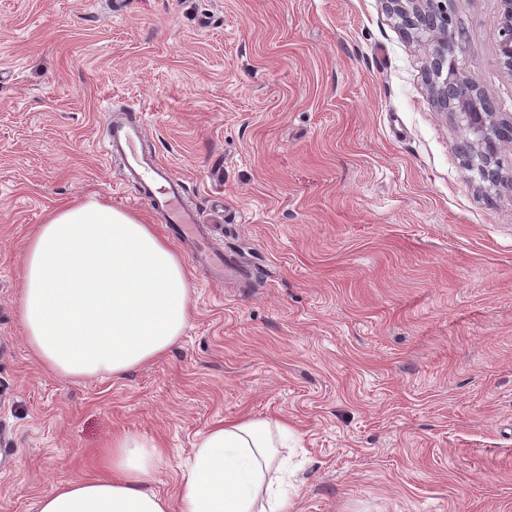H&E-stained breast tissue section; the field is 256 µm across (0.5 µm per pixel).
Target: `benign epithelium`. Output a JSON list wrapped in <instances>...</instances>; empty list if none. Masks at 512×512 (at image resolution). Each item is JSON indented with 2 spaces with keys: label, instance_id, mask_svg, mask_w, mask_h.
Wrapping results in <instances>:
<instances>
[{
  "label": "benign epithelium",
  "instance_id": "7a95c632",
  "mask_svg": "<svg viewBox=\"0 0 512 512\" xmlns=\"http://www.w3.org/2000/svg\"><path fill=\"white\" fill-rule=\"evenodd\" d=\"M394 7L405 15L407 22L416 27H430L432 31L448 35L451 17L448 13V0H392ZM498 60L512 72V0H500ZM448 63V76L441 90V100L452 104L466 122V128L481 145L478 158L491 178L498 176V170L491 165L499 164L498 146L493 134L503 128H512L510 122H495L494 113L488 111V100L469 82L457 78L453 44L446 40L439 47L432 67L438 72L443 63Z\"/></svg>",
  "mask_w": 512,
  "mask_h": 512
}]
</instances>
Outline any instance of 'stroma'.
<instances>
[{"instance_id": "stroma-1", "label": "stroma", "mask_w": 512, "mask_h": 512, "mask_svg": "<svg viewBox=\"0 0 512 512\" xmlns=\"http://www.w3.org/2000/svg\"><path fill=\"white\" fill-rule=\"evenodd\" d=\"M450 8L461 77L512 120L500 0ZM437 41L386 0H0V512L104 475L118 432L163 445L174 493L242 416L293 429V512H512V187L468 161ZM110 107L239 273L189 264L173 348L73 381L24 337L29 236L92 199L165 229L99 150Z\"/></svg>"}]
</instances>
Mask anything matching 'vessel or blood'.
Returning <instances> with one entry per match:
<instances>
[{
    "instance_id": "obj_1",
    "label": "vessel or blood",
    "mask_w": 512,
    "mask_h": 512,
    "mask_svg": "<svg viewBox=\"0 0 512 512\" xmlns=\"http://www.w3.org/2000/svg\"><path fill=\"white\" fill-rule=\"evenodd\" d=\"M143 130L141 115L108 118L102 129L108 157L124 171L137 199L161 217L176 239L192 245L196 258L208 267L211 279L223 281L224 255L212 250L203 237L187 184L156 154L145 149Z\"/></svg>"
}]
</instances>
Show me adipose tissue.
<instances>
[{"instance_id":"ef3b65f1","label":"adipose tissue","mask_w":512,"mask_h":512,"mask_svg":"<svg viewBox=\"0 0 512 512\" xmlns=\"http://www.w3.org/2000/svg\"><path fill=\"white\" fill-rule=\"evenodd\" d=\"M190 315L183 260L129 212L76 201L28 242L20 322L35 356L63 378L121 377L167 352ZM288 433L287 422L249 417L212 425L173 498L152 486L164 448L117 435L106 475L57 486L37 512H288L279 490Z\"/></svg>"}]
</instances>
